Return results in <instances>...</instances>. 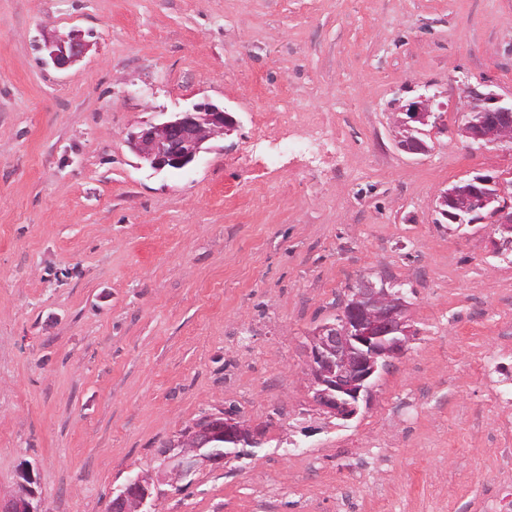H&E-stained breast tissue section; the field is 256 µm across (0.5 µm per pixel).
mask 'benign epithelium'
<instances>
[{
  "label": "benign epithelium",
  "mask_w": 512,
  "mask_h": 512,
  "mask_svg": "<svg viewBox=\"0 0 512 512\" xmlns=\"http://www.w3.org/2000/svg\"><path fill=\"white\" fill-rule=\"evenodd\" d=\"M41 63L66 69L87 53L93 44L89 33L73 30L65 36L41 32L36 39ZM468 117L458 127L469 149L492 145L512 146V96L486 88L466 86ZM438 94L419 95L396 109V144L418 154L420 138L444 129L447 105ZM240 122L224 108L208 101L176 112L157 123L150 122L127 134L131 151L156 173L182 170L208 151L205 144L216 137L232 135ZM436 211L450 224L489 223L499 238L496 254L512 250V180L500 175L475 173L444 191ZM418 336L411 317V304L402 290L385 278L377 282L362 278L350 289L340 312L307 333L300 349L311 401L322 413L341 420L355 417L362 401L371 397L377 379L402 356ZM260 441L258 434L236 410L226 408L186 426L161 450L164 466L152 473H138L112 493L109 512H155L153 489L167 480H191L207 468L227 465L235 457L226 448H245ZM37 479L32 470H22L17 490L0 493V512H40Z\"/></svg>",
  "instance_id": "7a95c632"
}]
</instances>
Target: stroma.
<instances>
[{
    "label": "stroma",
    "instance_id": "35a3bbf8",
    "mask_svg": "<svg viewBox=\"0 0 512 512\" xmlns=\"http://www.w3.org/2000/svg\"><path fill=\"white\" fill-rule=\"evenodd\" d=\"M43 29L94 44L45 67ZM481 82L512 93V0H0V490L29 467L42 512H106L232 405L263 443L159 484L158 512H494L512 254L433 212L512 169L455 137ZM424 92L448 130L409 154L390 104ZM204 100L239 131L189 168L140 165L128 132ZM383 277L419 336L369 407L327 418L300 342Z\"/></svg>",
    "mask_w": 512,
    "mask_h": 512
}]
</instances>
